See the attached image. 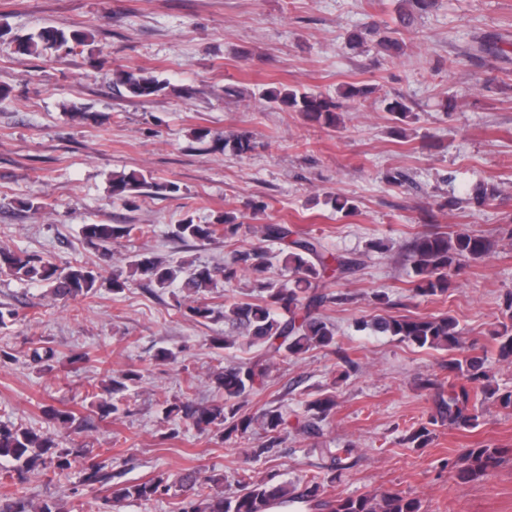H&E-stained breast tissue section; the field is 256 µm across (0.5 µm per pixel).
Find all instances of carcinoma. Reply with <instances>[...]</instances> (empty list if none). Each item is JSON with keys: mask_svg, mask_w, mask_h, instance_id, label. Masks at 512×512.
<instances>
[{"mask_svg": "<svg viewBox=\"0 0 512 512\" xmlns=\"http://www.w3.org/2000/svg\"><path fill=\"white\" fill-rule=\"evenodd\" d=\"M369 41L397 57L404 51L400 40L392 36L389 29L365 28L350 33L348 44L355 47ZM16 52L21 55L40 56L51 50L69 54L78 47L91 46L94 35L85 30H65L47 26L35 35L15 38ZM166 88V82L145 69L113 71L112 89L119 97L148 98ZM371 93L365 85L349 84L337 98L321 93L272 87L265 92L268 103L293 112L303 113L309 120L327 127L339 123L337 112L343 102L363 98ZM386 111L398 125L402 138H407L402 125L412 116L407 99L397 96L388 102ZM224 151L240 155L253 148L251 137L246 133L229 134L215 138ZM147 189L154 197H164L177 191L168 182H149L140 174L119 175L112 179V196L126 206H133L141 191ZM240 228L235 213L224 212V220L215 224H198L188 217L179 224L171 225L172 237L182 241H211L219 236H234ZM144 232L134 224H87L85 238L94 245L107 247L112 242ZM261 237L265 241L280 244L276 256L281 264L282 279L265 280L262 275L272 265L269 252L262 246L235 253L222 265L198 264L191 260L173 266L154 257L140 255L129 262L130 277L139 275L159 288L175 284L190 295H199L222 278L230 283L239 273L255 275L257 287L266 293L261 304L234 301L224 308V319L237 325L241 334L250 343L263 348L262 355L253 361L224 368L215 374L217 389L222 393L219 405L201 407L191 398L170 403L165 407V418L189 422L201 432L216 430L224 433V424L232 421L230 431L245 434L253 419L240 414L249 403L254 391L265 385L270 377L273 360L298 356L312 348H327L336 344V331L326 321L318 308L324 296L319 292L324 278H338L351 272L356 260L340 252L329 250L323 239L306 233L297 235L287 224H263ZM491 242L478 231L464 228L448 235L446 233L425 234L416 238L410 247L413 270L416 277L414 291L423 295H442L451 288V278L466 263L488 254ZM0 272L26 284H40L50 288L59 299H75L95 291L97 275L85 265H69L61 268L51 260L37 254L15 252L0 248ZM182 315L189 318L209 319L213 310L205 303L194 300L183 306ZM373 330L395 336L420 348L433 350L463 349L457 320L448 314L435 317L388 316L379 317L370 324ZM500 358L512 359V298L507 299L502 319L492 332ZM448 373L464 380L456 386L450 385L448 394H438L433 402L430 423H448L454 426L473 425L478 420L474 400L483 397L493 400L503 409L512 410V390L500 391L491 382L483 357L468 353L460 358L448 360ZM141 375L132 369L108 378L101 392L95 394L96 408L100 417L118 414L119 407L114 396L129 390ZM334 401L330 396L316 399L308 407V420L303 431L313 433L318 423L324 421ZM50 418L61 425L80 432L84 421H79L70 411L56 408L48 410ZM260 427L264 440L251 448V455L260 457L271 448L281 444L287 420L277 408L266 410L261 416ZM351 448H320L322 475L305 480L299 490L279 479V474L268 473L261 478L243 471L236 491L231 494L213 495L201 486L195 471L189 470L169 481V476L160 472L151 479L135 484L112 486V459L92 462L82 475V484L90 490L107 488L110 494L95 498L96 512H112V502L122 500L152 501L178 489L184 493L181 512H271L293 502L312 503L315 509L327 512H420L417 500L396 492L370 493L359 496H337L325 498L327 488L335 482L336 473L348 468L347 460ZM91 451L84 447L68 445L67 440L51 433L25 427L21 424L0 423V469L8 477L24 479V474L41 468L62 475L72 467L79 457H88ZM497 448H471L466 454L451 462L458 478L465 482L480 480L500 462ZM0 512H62L55 501L34 504L25 497L0 499Z\"/></svg>", "mask_w": 512, "mask_h": 512, "instance_id": "1", "label": "carcinoma"}]
</instances>
